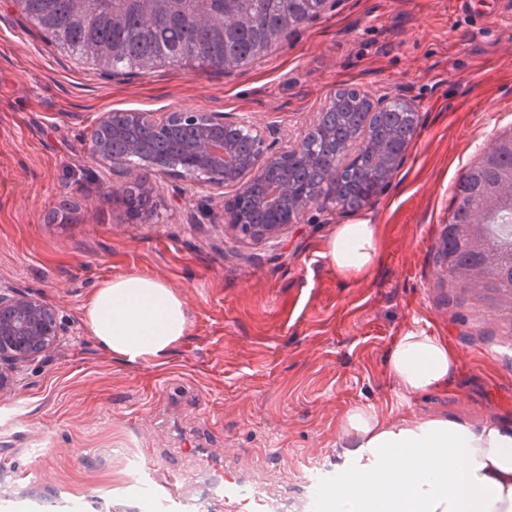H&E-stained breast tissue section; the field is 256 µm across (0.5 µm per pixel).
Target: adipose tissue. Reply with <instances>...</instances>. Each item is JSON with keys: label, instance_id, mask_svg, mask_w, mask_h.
<instances>
[{"label": "adipose tissue", "instance_id": "1", "mask_svg": "<svg viewBox=\"0 0 512 512\" xmlns=\"http://www.w3.org/2000/svg\"><path fill=\"white\" fill-rule=\"evenodd\" d=\"M381 227L340 224L327 256L340 274L367 276L379 263ZM85 320L100 346L126 361L156 359L182 340L187 314L178 294L139 273L105 280ZM405 398L454 384L458 357L448 341L409 331L385 354ZM339 431L346 465L336 512H512V427L487 416L388 420L357 406Z\"/></svg>", "mask_w": 512, "mask_h": 512}]
</instances>
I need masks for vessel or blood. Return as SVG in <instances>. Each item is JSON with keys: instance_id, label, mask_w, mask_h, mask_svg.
<instances>
[{"instance_id": "vessel-or-blood-1", "label": "vessel or blood", "mask_w": 512, "mask_h": 512, "mask_svg": "<svg viewBox=\"0 0 512 512\" xmlns=\"http://www.w3.org/2000/svg\"><path fill=\"white\" fill-rule=\"evenodd\" d=\"M237 458V453L228 452L209 467L207 494L202 500L181 493L183 473L174 461L160 478L154 477L152 468L140 467L136 484L151 512H201L208 500L223 502L224 512H289L287 500L271 490L257 472L241 468ZM321 483V491L307 492L301 499L299 512H335L336 500L331 496L337 485L335 473L322 476Z\"/></svg>"}]
</instances>
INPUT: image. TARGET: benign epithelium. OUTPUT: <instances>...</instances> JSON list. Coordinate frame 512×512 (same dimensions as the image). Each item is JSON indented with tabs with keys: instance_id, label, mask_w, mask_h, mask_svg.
I'll return each mask as SVG.
<instances>
[{
	"instance_id": "obj_1",
	"label": "benign epithelium",
	"mask_w": 512,
	"mask_h": 512,
	"mask_svg": "<svg viewBox=\"0 0 512 512\" xmlns=\"http://www.w3.org/2000/svg\"><path fill=\"white\" fill-rule=\"evenodd\" d=\"M127 123L142 125L148 136L171 126L189 125L195 129L197 141L190 147L183 166L172 168L142 146L138 149L139 167L170 172L194 184L234 189L232 204L224 210V233L237 240L249 243L278 240L312 208L313 202L309 201L298 208L293 218L281 217L272 205L273 195L267 192L259 196L256 191L262 171L271 165H288V156L301 149V141L288 150L272 152L262 133H257L256 154L248 167L251 177L247 178L243 173H236V163L229 161L225 149L226 141L249 129L244 121L226 119L221 112H170L162 118L144 112H105L97 125L114 128ZM89 155L94 163L110 169L129 166L126 157L116 156L106 147L93 144ZM253 197L272 213L270 223L250 224L240 211L239 203ZM62 335L64 327L58 312L41 298L23 288L0 287V392L10 389L9 374L21 372L23 363L53 356Z\"/></svg>"
}]
</instances>
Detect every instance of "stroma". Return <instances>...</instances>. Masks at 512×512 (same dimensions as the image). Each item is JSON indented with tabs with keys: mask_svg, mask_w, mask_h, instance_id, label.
Wrapping results in <instances>:
<instances>
[{
	"mask_svg": "<svg viewBox=\"0 0 512 512\" xmlns=\"http://www.w3.org/2000/svg\"><path fill=\"white\" fill-rule=\"evenodd\" d=\"M253 63L113 75L49 43L0 0V286L56 308L74 335L0 394V512H140L133 471L150 451L238 448L288 496L315 463L338 467L348 409L389 419L451 413L512 421V299L437 276L453 189L478 148L512 136V0H331ZM404 99L420 126L390 184L355 211L315 207L286 245L226 236L230 189L147 172L150 220L126 210L129 174L87 149L105 112H221L274 151L318 122L340 86ZM340 224H379L381 261L339 274ZM155 277L188 315L159 360L106 352L84 318L108 278ZM448 340L457 379L407 400L384 357L406 332Z\"/></svg>",
	"mask_w": 512,
	"mask_h": 512,
	"instance_id": "35a3bbf8",
	"label": "stroma"
}]
</instances>
